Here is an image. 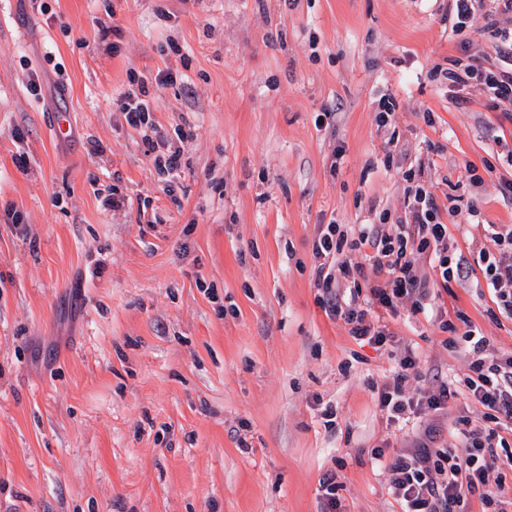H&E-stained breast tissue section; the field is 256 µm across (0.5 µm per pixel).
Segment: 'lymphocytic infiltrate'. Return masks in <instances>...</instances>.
<instances>
[{
  "instance_id": "f902f5d3",
  "label": "lymphocytic infiltrate",
  "mask_w": 512,
  "mask_h": 512,
  "mask_svg": "<svg viewBox=\"0 0 512 512\" xmlns=\"http://www.w3.org/2000/svg\"><path fill=\"white\" fill-rule=\"evenodd\" d=\"M493 2L496 15L505 22L496 50L499 64L488 67L475 59L457 60L452 68L432 70L431 76L459 86H483L497 108L512 106V0ZM159 88L152 79L137 77L134 88L119 96L117 106L131 128L148 129L143 143L154 152L159 169L170 174L180 168L181 154L169 148L165 134L154 127L151 103ZM403 177L412 187L402 219L361 225L353 237L333 221L321 231L314 246L313 277L323 292L327 315L341 320L355 341L381 349L392 339L387 317L399 305L410 303L411 313H421L434 288L467 279L478 268L499 314L511 319L512 227L485 225L493 249H480L472 261L455 255L448 248V226L441 220L434 194L426 184L415 182L411 172ZM352 251L361 252L362 261L352 262L348 257ZM423 260L429 262L430 272L421 271ZM344 284L349 287L345 293L340 290ZM467 321L460 312L441 325L443 332L459 336L473 357L471 373L460 383L410 387L419 363L408 349L398 357L392 375L374 388L380 411L393 424L443 412L460 394L485 409L480 426L458 417L455 443L437 445L430 430L418 446L396 456L388 485L401 512H450L452 507L465 506L473 495L479 497L483 512H506L505 487L489 476L504 467L512 469V443L505 437L512 432V356L487 358V338Z\"/></svg>"
}]
</instances>
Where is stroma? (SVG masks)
<instances>
[{"label": "stroma", "mask_w": 512, "mask_h": 512, "mask_svg": "<svg viewBox=\"0 0 512 512\" xmlns=\"http://www.w3.org/2000/svg\"><path fill=\"white\" fill-rule=\"evenodd\" d=\"M448 3L0 0V512H320L328 470L345 512H399L387 467L421 424L396 430L373 384L407 347L417 385L463 379L442 320L512 355V319L478 271L359 346L313 248L329 221L403 215L410 169L474 203L443 217L457 253L512 226V111L430 76L498 38L482 16L453 33ZM133 72L172 74L155 123L193 132L172 195L115 106Z\"/></svg>", "instance_id": "1"}]
</instances>
